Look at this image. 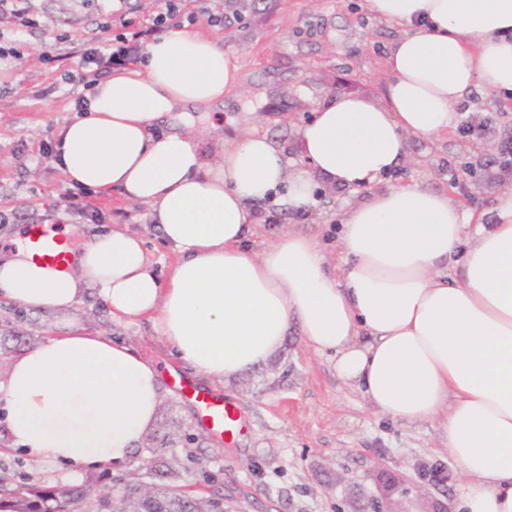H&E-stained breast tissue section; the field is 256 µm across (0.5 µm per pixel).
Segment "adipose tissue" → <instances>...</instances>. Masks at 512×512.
Wrapping results in <instances>:
<instances>
[{"label":"adipose tissue","instance_id":"1","mask_svg":"<svg viewBox=\"0 0 512 512\" xmlns=\"http://www.w3.org/2000/svg\"><path fill=\"white\" fill-rule=\"evenodd\" d=\"M363 7L401 29L384 101L325 96L296 131L306 164L296 173L264 135L156 133L171 113L222 104L239 68L185 26L146 42L138 68L95 84L55 130V163L70 184L146 206L178 256L167 279L139 235L115 228L66 269L22 249L0 258V297L54 311L95 288L114 319H146L178 362L219 381L265 363L297 326L371 408L438 425L463 477L459 512H512V191L486 224L446 192L377 187L407 158L409 137L454 131L474 90L512 91V0ZM281 186V204L300 214L315 187L364 190L345 212L337 263L301 234L248 248L257 202ZM160 395L151 361L74 332L22 355L0 387L13 444L75 466L128 460Z\"/></svg>","mask_w":512,"mask_h":512}]
</instances>
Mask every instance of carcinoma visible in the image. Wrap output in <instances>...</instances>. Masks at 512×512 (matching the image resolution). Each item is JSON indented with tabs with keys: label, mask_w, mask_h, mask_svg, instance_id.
<instances>
[{
	"label": "carcinoma",
	"mask_w": 512,
	"mask_h": 512,
	"mask_svg": "<svg viewBox=\"0 0 512 512\" xmlns=\"http://www.w3.org/2000/svg\"><path fill=\"white\" fill-rule=\"evenodd\" d=\"M155 496L167 505L169 512H202L197 501L170 489H157ZM83 502L81 485H71L62 492L48 487L0 484V512H77ZM135 507V501L123 490L99 501L94 512H130Z\"/></svg>",
	"instance_id": "obj_1"
}]
</instances>
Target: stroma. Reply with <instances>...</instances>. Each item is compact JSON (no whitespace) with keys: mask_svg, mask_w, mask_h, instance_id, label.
I'll list each match as a JSON object with an SVG mask.
<instances>
[{"mask_svg":"<svg viewBox=\"0 0 512 512\" xmlns=\"http://www.w3.org/2000/svg\"><path fill=\"white\" fill-rule=\"evenodd\" d=\"M35 13L48 18L63 43L24 35L26 64L0 61V250L16 249L20 227L45 224L81 249L113 227L127 228L144 241L155 271L166 275L175 255L149 223L144 205L117 193L97 194L92 203L103 214L95 221L66 211L69 183L53 155L39 152L42 140L71 118L82 86L62 82L75 70L70 44L79 40L105 10L107 0H33ZM238 17L223 28L196 24L232 52L240 85L209 121L225 136L249 130L269 136L298 163L296 129L309 121L322 94L332 93L379 104L387 74L383 63L400 29L368 17L362 0H240ZM57 62L41 63L44 53ZM460 117L487 120L480 137L454 133L435 140L410 137L409 158L384 178V185L415 181L449 192L474 213L491 214L512 178L493 176L487 166L502 141L512 140V101L490 92L473 94ZM354 193L319 194L309 216L286 206L258 204L268 215L255 248L286 233L316 239L336 255L339 219ZM93 331L131 347L158 368L162 389L159 414L177 426L173 443L157 441L150 426L129 461L104 467L38 462L12 445L7 412L0 406V481L12 486L63 487L85 484L98 493L142 481L180 490L201 500H223L227 512H370L378 494V467L399 473L404 483L393 496L398 512H430L442 503L456 512L459 479L438 426L408 428L371 409L360 390L344 385L328 356L307 348L297 327L263 365L224 383H210L182 366L143 319L113 320L96 289L64 312L28 310L0 297V385L28 349L49 337ZM210 388L232 401L247 425L236 439L215 440L197 421L192 403L176 379ZM440 469L441 479L430 478Z\"/></svg>","mask_w":512,"mask_h":512,"instance_id":"35a3bbf8","label":"stroma"}]
</instances>
